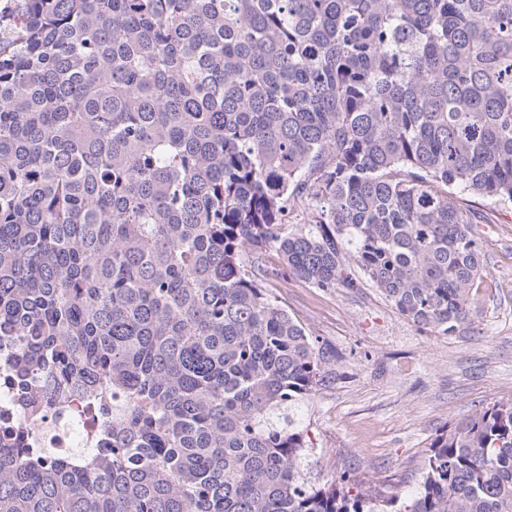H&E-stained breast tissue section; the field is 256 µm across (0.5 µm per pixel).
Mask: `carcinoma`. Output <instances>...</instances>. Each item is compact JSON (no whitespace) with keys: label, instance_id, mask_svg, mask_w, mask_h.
Wrapping results in <instances>:
<instances>
[{"label":"carcinoma","instance_id":"cac0c4a2","mask_svg":"<svg viewBox=\"0 0 512 512\" xmlns=\"http://www.w3.org/2000/svg\"><path fill=\"white\" fill-rule=\"evenodd\" d=\"M460 193L512 204V0H15L0 341L32 418L77 395L98 429L51 458L0 425V512H512V399L404 499L308 483L293 408L338 358L265 286L361 273L451 336L483 269ZM314 203L305 196H295L286 218V224H309Z\"/></svg>","mask_w":512,"mask_h":512}]
</instances>
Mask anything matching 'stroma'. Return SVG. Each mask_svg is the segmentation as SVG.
<instances>
[{
    "instance_id": "35a3bbf8",
    "label": "stroma",
    "mask_w": 512,
    "mask_h": 512,
    "mask_svg": "<svg viewBox=\"0 0 512 512\" xmlns=\"http://www.w3.org/2000/svg\"><path fill=\"white\" fill-rule=\"evenodd\" d=\"M460 201L484 217L472 227L484 266L472 320L453 336L419 329L365 279L327 290L267 281L340 356L335 386L295 412L311 448L308 481L348 471L379 494H413L432 439L490 399L512 397V205L467 193Z\"/></svg>"
}]
</instances>
